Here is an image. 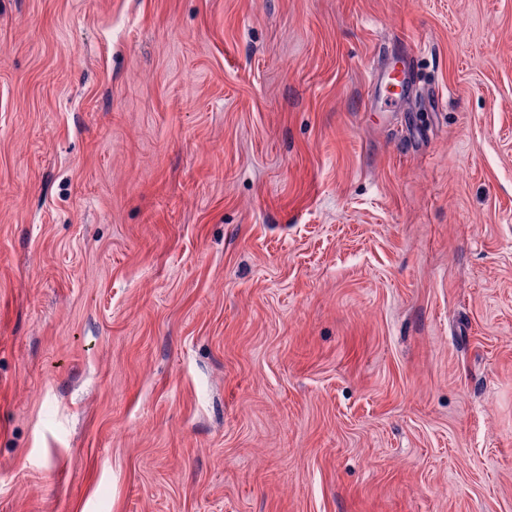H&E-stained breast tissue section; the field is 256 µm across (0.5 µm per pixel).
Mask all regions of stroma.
Masks as SVG:
<instances>
[{"mask_svg": "<svg viewBox=\"0 0 512 512\" xmlns=\"http://www.w3.org/2000/svg\"><path fill=\"white\" fill-rule=\"evenodd\" d=\"M0 512H512V0H0Z\"/></svg>", "mask_w": 512, "mask_h": 512, "instance_id": "1", "label": "stroma"}]
</instances>
